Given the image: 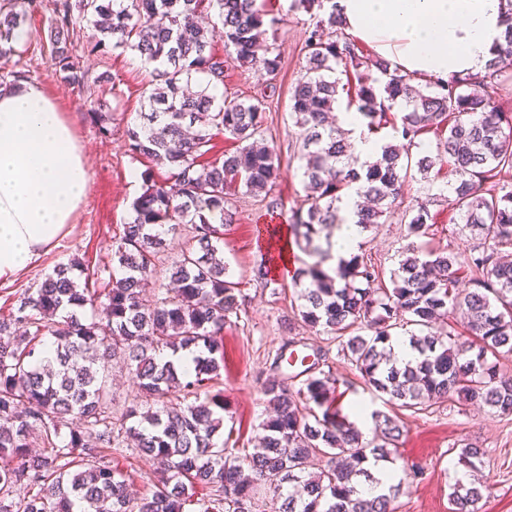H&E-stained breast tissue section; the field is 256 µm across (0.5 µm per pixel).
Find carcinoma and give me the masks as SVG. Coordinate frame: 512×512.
<instances>
[{
	"label": "carcinoma",
	"mask_w": 512,
	"mask_h": 512,
	"mask_svg": "<svg viewBox=\"0 0 512 512\" xmlns=\"http://www.w3.org/2000/svg\"><path fill=\"white\" fill-rule=\"evenodd\" d=\"M24 3L0 0V85L29 73L16 34L36 0ZM294 4L323 11L306 30L307 66L290 96L306 160L305 196L291 212L290 228L314 258L296 275L306 281L297 316L333 334L364 384L403 407L425 410L455 397L512 415V379L499 375L496 361L512 354V261L502 256L512 248V112L496 101L502 78L512 75V0H506V44L484 75L428 79L423 86L363 53L344 33L336 0ZM52 6L47 46L72 89L100 81L81 59L111 46L151 68L142 123L126 130V144L131 157L150 158L168 177L141 173L143 191L114 237L116 266L101 287L80 281L84 269L73 260L0 315V512H185L198 487L210 493L203 512H253L272 476L277 483L268 492L280 502L278 512H393L391 496L360 497L357 486L371 480L369 459H395L399 426L374 412V439L364 441L335 406L340 393L328 376L313 374L296 390L286 377L264 381L260 393L274 415L264 423L261 445L243 456L215 439L224 420L220 395L194 405L180 401L219 375L225 319L238 309V283L224 262V226L234 215L229 195L240 188L267 194L282 177L277 153L262 139L264 103L210 91L224 83L213 29L222 26L224 49L240 65L274 77L282 62L267 34L277 19L264 22L256 0H52ZM85 21L95 33L85 35ZM339 64L356 75L352 104L369 119L368 129L387 121L399 100L405 112L393 126L396 136L412 141L432 131L436 154L414 161L386 143L372 162L351 155L342 132L328 123L340 95L331 77ZM88 117L102 135L112 134L110 113L97 107ZM216 133L237 148L198 165ZM439 162L454 177L446 201L458 211L461 230L478 240L468 263L473 287L458 288L460 269L445 250L422 256L410 248L391 272L390 288L374 287L381 271L363 253L330 265L332 229L343 223L350 194L365 198L355 209L365 231L400 206L411 170L427 179ZM401 220L408 236L426 235L429 202L404 210ZM180 231L185 239L169 268L173 288L146 291L167 250L165 234ZM88 304L97 314L89 323L82 318ZM450 313L463 318L473 341L431 332ZM404 326L418 327L409 337L418 358L399 367L387 343ZM164 350L193 354L192 365L162 360ZM114 361L134 372L140 397L117 422L105 393ZM67 421L63 437L58 426ZM128 439L161 464L151 494L137 500L106 460ZM22 482L26 493L10 498ZM486 491L475 480L454 484L451 512H483Z\"/></svg>",
	"instance_id": "obj_1"
}]
</instances>
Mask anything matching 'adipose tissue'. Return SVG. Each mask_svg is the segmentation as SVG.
I'll use <instances>...</instances> for the list:
<instances>
[{
  "label": "adipose tissue",
  "instance_id": "adipose-tissue-1",
  "mask_svg": "<svg viewBox=\"0 0 512 512\" xmlns=\"http://www.w3.org/2000/svg\"><path fill=\"white\" fill-rule=\"evenodd\" d=\"M344 31L400 73L484 74L505 42L504 0H337ZM90 171L71 121L36 82L0 86V280L63 235Z\"/></svg>",
  "mask_w": 512,
  "mask_h": 512
}]
</instances>
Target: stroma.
Instances as JSON below:
<instances>
[{"instance_id":"stroma-1","label":"stroma","mask_w":512,"mask_h":512,"mask_svg":"<svg viewBox=\"0 0 512 512\" xmlns=\"http://www.w3.org/2000/svg\"><path fill=\"white\" fill-rule=\"evenodd\" d=\"M262 13L277 16L274 44L281 54L282 69L276 80H269L257 67H245L224 52L222 35H215L212 46L224 57V88L242 97H266L265 137L280 157L283 176L270 195L279 202L281 221H288L291 210L303 194L299 153L301 141L290 115V91L306 64L305 31L314 21L313 12L294 9L292 0H256ZM54 23L51 0H37V7L24 24L28 33L23 45L34 82L54 98L60 111L69 115L75 134L87 156L92 174L85 201L67 234L48 251L39 254L11 281L0 282V315L26 290L38 288L53 269L70 259H79L86 272L108 278L112 266V238L130 219V204L143 190L140 174L152 170L155 178L167 177L166 169L153 167L151 160L133 158L125 146L128 127L139 124L141 87L149 74L131 51L108 50L84 60L91 76L108 74L112 85H92L86 95H78L64 84L45 50L46 36ZM107 105L112 115V134L102 136L90 124L87 111L97 104ZM449 179L440 170L433 180L420 175L407 178L402 201L412 205L428 197L436 203L427 236L418 238L422 251L448 250L455 254L458 266H466L473 242L458 230V216L439 193ZM234 221L224 228V259L233 280L239 281L241 297L237 313L224 325V366L211 391L198 392V400H207L219 392L224 400V423L220 438L226 448L253 450L263 436L262 422L269 411L260 394V385L275 376V363L284 349L302 353L318 350L325 355L323 371L337 382L342 409L355 402L364 403L396 420L402 428L397 443L401 458L416 464V478L404 479L392 502L395 512H450L448 494L455 483L479 478L490 494L484 500V512H512V415L494 416L472 405L447 401L416 411L399 406L388 396L368 390L359 373L339 351L330 334L313 329L297 315V289L291 278H278L264 287L251 279L252 267L267 254L259 238V228L267 221L266 209L258 198L243 194L231 197ZM409 241L399 215L387 217L384 224L365 231L360 250L372 255L383 273L397 268ZM482 448L478 471H470L458 456L465 444ZM113 466L131 483L136 497L149 495L159 472L157 460L128 448L113 455Z\"/></svg>"}]
</instances>
